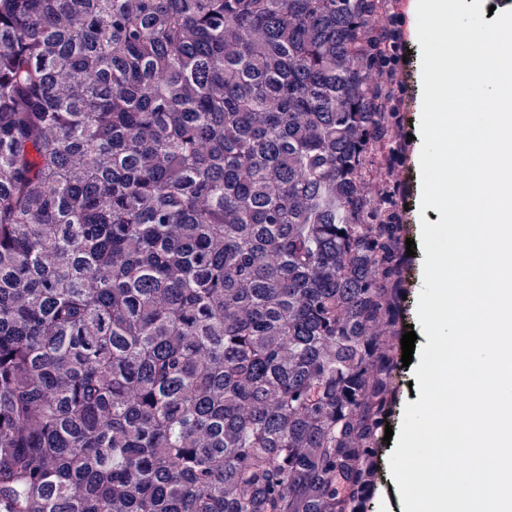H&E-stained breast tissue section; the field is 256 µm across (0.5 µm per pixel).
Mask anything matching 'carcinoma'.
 <instances>
[{"label":"carcinoma","instance_id":"1","mask_svg":"<svg viewBox=\"0 0 512 512\" xmlns=\"http://www.w3.org/2000/svg\"><path fill=\"white\" fill-rule=\"evenodd\" d=\"M379 0H0V512H363L404 228Z\"/></svg>","mask_w":512,"mask_h":512}]
</instances>
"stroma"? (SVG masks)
Masks as SVG:
<instances>
[{
    "label": "stroma",
    "mask_w": 512,
    "mask_h": 512,
    "mask_svg": "<svg viewBox=\"0 0 512 512\" xmlns=\"http://www.w3.org/2000/svg\"><path fill=\"white\" fill-rule=\"evenodd\" d=\"M388 28L399 29L401 34L399 58L393 66L394 98L392 108L400 115L396 138L403 150L399 159L392 164L378 165L368 185L370 193H377L385 184L397 186L396 202L404 206V222L408 226L407 238L414 243V254L410 258L406 288L408 302L406 325H417L414 306L423 286L422 265L424 249L420 242L421 222H435L432 212H420L421 176L419 157L421 142L417 138L422 111L421 86V47L415 35L416 19L411 8V0H389L388 10L382 18ZM397 446L396 441L380 443L377 458V485L372 491L365 512H399L400 492L389 469L388 459Z\"/></svg>",
    "instance_id": "35a3bbf8"
}]
</instances>
